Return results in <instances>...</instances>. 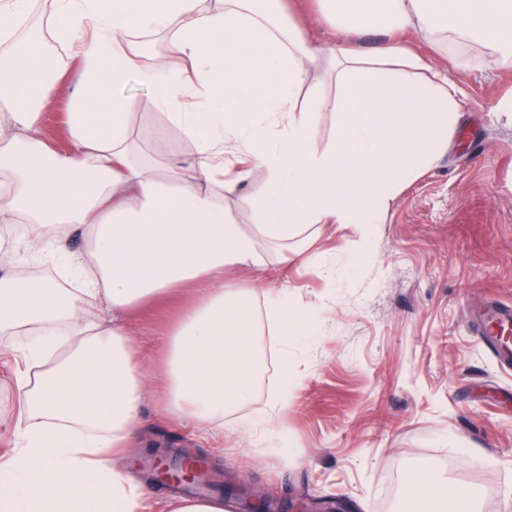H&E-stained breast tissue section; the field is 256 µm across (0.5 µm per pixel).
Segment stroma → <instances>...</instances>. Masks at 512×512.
I'll use <instances>...</instances> for the list:
<instances>
[{"label":"stroma","mask_w":512,"mask_h":512,"mask_svg":"<svg viewBox=\"0 0 512 512\" xmlns=\"http://www.w3.org/2000/svg\"><path fill=\"white\" fill-rule=\"evenodd\" d=\"M406 38L462 90L456 131L372 228L311 224L283 243L259 240L269 268L288 270L276 286L289 311L313 326L257 336L263 365L252 400L225 415L223 431L171 420L158 395L159 342L193 290L136 309L146 393L131 475L154 500L181 493L151 480L150 455L187 449L206 461L204 482L224 512L262 492L291 512H425L406 483L419 462L472 493L478 512H512L502 494L512 487V369L472 326L489 301L512 306V52ZM120 89L142 154L188 168L196 143L169 134L168 116L136 76ZM267 190L265 168H254L225 194V215L254 230L247 200ZM283 348L284 369L273 359ZM281 395L283 412L273 405Z\"/></svg>","instance_id":"1"}]
</instances>
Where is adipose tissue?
<instances>
[{
  "mask_svg": "<svg viewBox=\"0 0 512 512\" xmlns=\"http://www.w3.org/2000/svg\"><path fill=\"white\" fill-rule=\"evenodd\" d=\"M339 35L298 40L285 0H55L50 37L80 60L67 148L40 135V107L58 91L56 57L20 28L29 0H0V351L13 360V448L0 460V512H148L125 460L144 393L131 312L195 285L198 299L171 324L162 358L164 411L211 429L247 403L257 372L259 318L278 325L285 300L228 285L225 270L263 267L258 237L283 242L303 224H375L391 200L448 147L457 92L404 40L413 30L512 48V0H318ZM387 38L361 52L348 37ZM165 34L180 59L141 64L137 34ZM339 94L311 108L299 90L319 64ZM147 85L176 134L198 151L190 177L135 161L128 74ZM336 114L321 143L317 115ZM280 135L255 150L265 125ZM257 163L270 190L251 199L257 235L224 215V195ZM33 231L13 237L14 225ZM79 232L80 250L70 246ZM60 271L21 279L14 261ZM413 498L468 512L465 491L427 474Z\"/></svg>",
  "mask_w": 512,
  "mask_h": 512,
  "instance_id": "adipose-tissue-1",
  "label": "adipose tissue"
}]
</instances>
